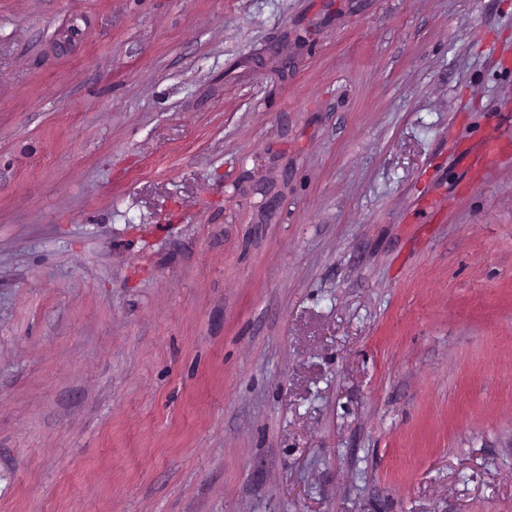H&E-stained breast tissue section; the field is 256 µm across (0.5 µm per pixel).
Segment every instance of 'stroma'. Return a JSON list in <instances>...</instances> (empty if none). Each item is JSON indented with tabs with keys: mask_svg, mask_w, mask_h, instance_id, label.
<instances>
[{
	"mask_svg": "<svg viewBox=\"0 0 512 512\" xmlns=\"http://www.w3.org/2000/svg\"><path fill=\"white\" fill-rule=\"evenodd\" d=\"M512 0H0V512H512Z\"/></svg>",
	"mask_w": 512,
	"mask_h": 512,
	"instance_id": "stroma-1",
	"label": "stroma"
}]
</instances>
